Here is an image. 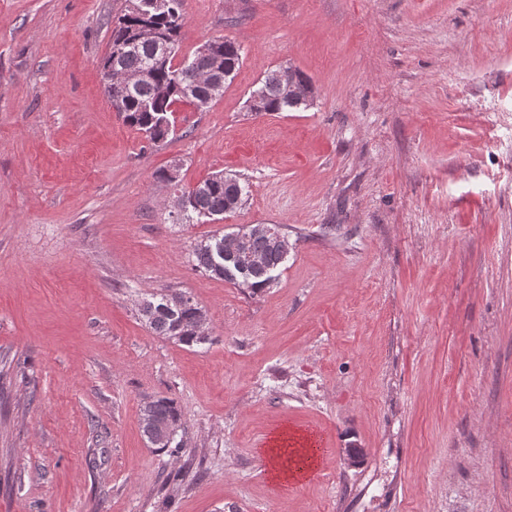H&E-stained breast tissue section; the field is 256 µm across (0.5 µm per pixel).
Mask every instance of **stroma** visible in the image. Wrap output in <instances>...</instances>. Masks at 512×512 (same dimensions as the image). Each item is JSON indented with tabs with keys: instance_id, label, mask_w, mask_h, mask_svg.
<instances>
[{
	"instance_id": "35a3bbf8",
	"label": "stroma",
	"mask_w": 512,
	"mask_h": 512,
	"mask_svg": "<svg viewBox=\"0 0 512 512\" xmlns=\"http://www.w3.org/2000/svg\"><path fill=\"white\" fill-rule=\"evenodd\" d=\"M124 6L0 0V512H512V0H184L180 58L242 64L157 144L103 94ZM278 66L312 107L249 111ZM218 171L241 209L172 216ZM250 224L293 245L273 286L194 270ZM160 291L210 343L145 326ZM287 427L325 442L293 486L255 454ZM141 425L144 436L152 441V430L156 424H165L176 427L179 420V410L175 403L168 398H157L144 402L141 408Z\"/></svg>"
}]
</instances>
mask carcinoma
Returning <instances> with one entry per match:
<instances>
[{"mask_svg":"<svg viewBox=\"0 0 512 512\" xmlns=\"http://www.w3.org/2000/svg\"><path fill=\"white\" fill-rule=\"evenodd\" d=\"M183 0H167L162 12H146L143 0H127L124 12L112 25L109 45L112 46V59L102 61V70L114 68L133 74L151 69L148 77L131 84L104 82L103 93L116 107L123 121L141 131L151 143L164 140L174 131L173 112L175 105L187 103L199 111L208 109L212 102L207 87L200 82L203 74L217 68L222 71L224 80H229L242 63L241 47L227 37L212 39L211 53L193 55L189 61L174 63L175 57H160L168 42L179 44L184 25ZM149 24L155 36L142 39L137 34L140 26ZM301 88L311 92L309 79L299 69H273L264 75L260 86L253 90L248 99L252 112H288L307 110L310 103L295 94L291 88ZM245 187L237 176L216 173L182 192L185 198L182 219L189 222L194 218L217 219L225 214L229 206L240 208ZM243 246L239 232L215 233L198 241L192 251L193 267L211 278L232 283L240 278L239 265ZM250 250L265 258V266L247 267L246 288L258 294L268 288V275L265 268L279 269L288 259V249L284 242L274 238L258 236L250 242ZM223 259H218V254ZM147 306L153 309L145 325L156 334L186 346L207 343L190 328L203 313L202 307L193 302L183 308L168 306V295L151 294L144 298ZM179 410L168 398H157L144 402L141 408V425L144 436L152 440L155 425L176 426Z\"/></svg>","mask_w":512,"mask_h":512,"instance_id":"cac0c4a2","label":"carcinoma"}]
</instances>
